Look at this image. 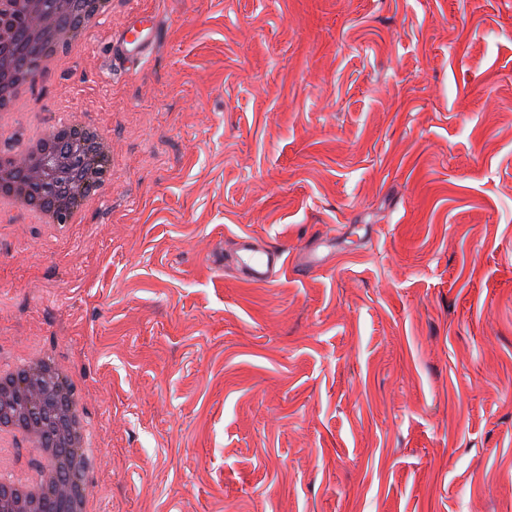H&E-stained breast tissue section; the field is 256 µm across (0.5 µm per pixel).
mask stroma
Returning a JSON list of instances; mask_svg holds the SVG:
<instances>
[{
  "label": "stroma",
  "instance_id": "1",
  "mask_svg": "<svg viewBox=\"0 0 512 512\" xmlns=\"http://www.w3.org/2000/svg\"><path fill=\"white\" fill-rule=\"evenodd\" d=\"M110 3L0 130L111 142L68 237L0 221V361L83 391L98 512H512V0ZM158 22L154 13L136 17L116 38H111L112 58L120 60L144 57L158 36ZM81 127L88 135L92 136L98 142L104 145L106 132L98 123L91 124L86 121V114L78 111H69L63 115L59 126L53 131L55 135L60 134L66 129ZM232 263L245 283L266 286L283 271L285 251L276 246H262L251 234L243 233L235 238Z\"/></svg>",
  "mask_w": 512,
  "mask_h": 512
}]
</instances>
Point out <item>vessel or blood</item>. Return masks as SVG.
<instances>
[{
	"label": "vessel or blood",
	"mask_w": 512,
	"mask_h": 512,
	"mask_svg": "<svg viewBox=\"0 0 512 512\" xmlns=\"http://www.w3.org/2000/svg\"><path fill=\"white\" fill-rule=\"evenodd\" d=\"M158 32L155 14L133 19L118 37L111 39L113 58L128 60L144 57L156 40ZM232 263L245 283L266 286L280 275L286 258L281 248L260 245L251 234L244 233L235 239Z\"/></svg>",
	"instance_id": "vessel-or-blood-1"
}]
</instances>
